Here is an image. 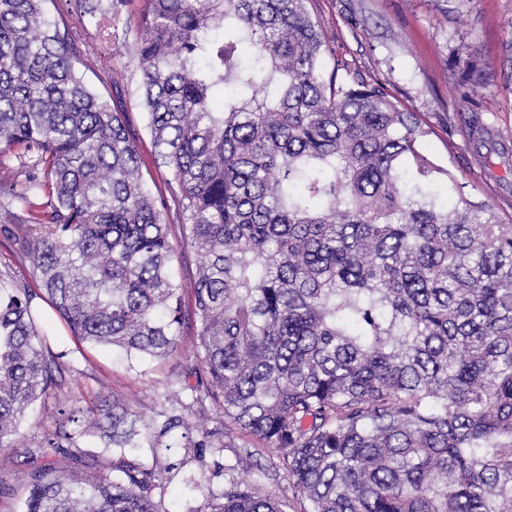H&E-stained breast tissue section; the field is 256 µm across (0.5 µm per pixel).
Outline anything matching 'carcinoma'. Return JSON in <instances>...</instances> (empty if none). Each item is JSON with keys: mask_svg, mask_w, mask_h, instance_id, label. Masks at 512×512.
<instances>
[{"mask_svg": "<svg viewBox=\"0 0 512 512\" xmlns=\"http://www.w3.org/2000/svg\"><path fill=\"white\" fill-rule=\"evenodd\" d=\"M73 2L108 30L126 0ZM311 2L142 0L133 55L174 244L127 112L87 85L46 0H0V236L28 262L0 275V451L76 371L40 303L128 355L196 332L171 405L147 417L109 387L28 450L21 512H165L184 463L158 449L202 464L226 421L274 458L237 457L218 495L187 477L204 500L187 512H282L244 467L285 471L303 512H512V224L419 153L429 130L384 83L325 73ZM454 66L480 87L471 55Z\"/></svg>", "mask_w": 512, "mask_h": 512, "instance_id": "carcinoma-1", "label": "carcinoma"}]
</instances>
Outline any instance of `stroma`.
Returning a JSON list of instances; mask_svg holds the SVG:
<instances>
[{
  "label": "stroma",
  "instance_id": "1",
  "mask_svg": "<svg viewBox=\"0 0 512 512\" xmlns=\"http://www.w3.org/2000/svg\"><path fill=\"white\" fill-rule=\"evenodd\" d=\"M140 0H127L118 29L109 35L68 4L48 0L47 15L68 30L82 62L88 84L126 109L137 137L144 179L157 199L165 200V217L172 237L180 227L170 202L169 176L157 167L154 147L139 105L137 62L130 44L140 22ZM311 13L329 36L326 70H352L385 83L389 93L411 111L421 113L432 130L422 144L427 159L452 173L464 195L490 205L503 223L512 222V82L506 77L505 48L512 41V0H315ZM474 56L483 87L475 95L478 112L496 144L495 151L476 150L469 140L464 117L468 107L457 88L461 72L454 55ZM45 325L57 337L56 351L66 353L77 371L69 380L86 401L103 397L101 381L114 390L134 386L149 412L161 401L179 364L194 345V330H182L172 353L161 361L126 358L106 347H86L76 353L66 328L53 313ZM271 452L265 442L228 427L224 451L206 461L205 481L221 492L228 478L222 465L238 453ZM25 451L0 452V512H21L18 492L25 474Z\"/></svg>",
  "mask_w": 512,
  "mask_h": 512
}]
</instances>
